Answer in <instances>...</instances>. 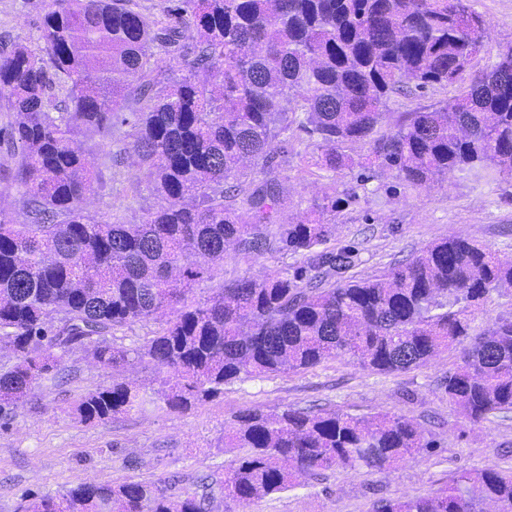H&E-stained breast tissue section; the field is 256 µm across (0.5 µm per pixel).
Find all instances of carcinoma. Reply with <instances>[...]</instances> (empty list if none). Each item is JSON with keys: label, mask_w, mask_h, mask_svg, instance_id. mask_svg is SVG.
<instances>
[{"label": "carcinoma", "mask_w": 512, "mask_h": 512, "mask_svg": "<svg viewBox=\"0 0 512 512\" xmlns=\"http://www.w3.org/2000/svg\"><path fill=\"white\" fill-rule=\"evenodd\" d=\"M147 18L136 0H49L42 47L0 51V127L13 148L26 222L0 216V420L61 355L81 347L116 372L129 353L171 380L154 396L112 379L77 400L80 421L151 405L182 412L245 378L315 368L341 355L381 374L421 367L442 350L454 367L438 384L477 425L512 411V314L472 335L473 311L512 290V259L476 239L434 242L379 276L346 275L354 250L322 248L338 200L269 230L280 201L274 159L305 132L334 171L377 165L421 185L451 172L512 179V47L458 95L378 129L391 95L454 85L484 49L489 24L468 0H168ZM135 129L132 152L162 199L139 224L83 207L94 158L83 130ZM360 143L356 161L347 148ZM251 160L250 190L228 180ZM300 257L291 271L241 278L188 303L211 268L192 258L228 250ZM164 319L127 351L114 330ZM244 456L223 477L179 494L159 483L81 484L22 495V512H211L282 493L333 467L385 470L436 446L411 422L377 413L247 410L224 434ZM371 512H512V468L456 473L429 497L375 502Z\"/></svg>", "instance_id": "carcinoma-1"}]
</instances>
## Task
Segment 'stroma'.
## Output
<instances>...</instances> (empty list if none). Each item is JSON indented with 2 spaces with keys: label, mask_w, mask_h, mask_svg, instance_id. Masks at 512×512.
Returning <instances> with one entry per match:
<instances>
[{
  "label": "stroma",
  "mask_w": 512,
  "mask_h": 512,
  "mask_svg": "<svg viewBox=\"0 0 512 512\" xmlns=\"http://www.w3.org/2000/svg\"><path fill=\"white\" fill-rule=\"evenodd\" d=\"M469 5L491 25L489 51L473 61L479 70L489 53L512 46V0H469ZM42 12V0H0V49L18 42L38 47ZM457 93V86L436 85L393 95L383 125L393 127L400 113ZM132 133L123 125L108 137L83 132L76 138L96 158L97 189L85 200L86 211L121 224L140 223L161 203L149 189L129 190L139 175L136 158L124 151ZM318 155L305 133H290L287 153L276 159L283 197L278 221L296 220L325 195L341 198L327 246L355 247V273H380L451 236L475 238L501 258L512 257V178L487 181L452 173L434 185L408 186L382 168L362 175L348 168H319ZM13 166L12 155L0 145V211L22 223L24 200L12 179ZM295 262L275 252H230L191 299L205 302L224 282L259 279ZM454 362L453 354L443 352L419 368L378 374L339 357L305 371L236 382L225 386L223 395L184 412L150 408L86 425L75 418L74 401L110 385L113 374L77 347L62 355L56 369L14 409L9 424L0 426V512H17L25 491L58 495L84 483L159 481L179 492L237 459V451L224 449V430L234 414L252 408L339 410L356 417L388 413L412 421L437 447L382 471L326 470L292 490L232 505V512H369L381 499L432 495L463 469L480 473L512 467V413L473 426L437 392Z\"/></svg>",
  "instance_id": "1"
}]
</instances>
